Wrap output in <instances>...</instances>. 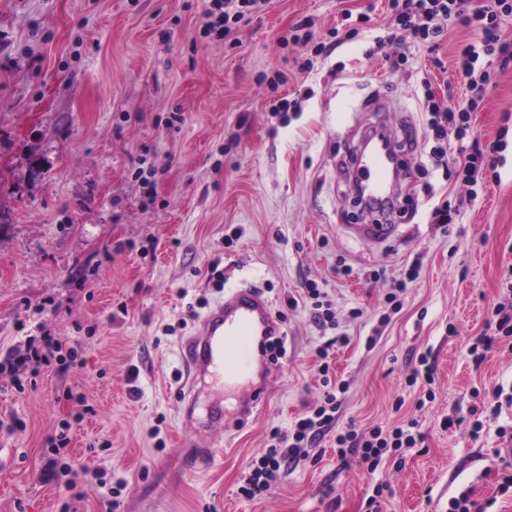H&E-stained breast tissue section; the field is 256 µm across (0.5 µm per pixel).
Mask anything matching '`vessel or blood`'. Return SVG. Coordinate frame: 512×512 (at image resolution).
<instances>
[{
	"label": "vessel or blood",
	"mask_w": 512,
	"mask_h": 512,
	"mask_svg": "<svg viewBox=\"0 0 512 512\" xmlns=\"http://www.w3.org/2000/svg\"><path fill=\"white\" fill-rule=\"evenodd\" d=\"M397 159L385 143L368 145L358 162L356 177L376 204V213L392 209L389 196ZM281 326L267 300L256 289L240 288L225 296L200 323L195 336L181 347L188 404H196L199 388L239 391L238 421L253 419L265 389L253 385L261 344L280 336Z\"/></svg>",
	"instance_id": "vessel-or-blood-1"
}]
</instances>
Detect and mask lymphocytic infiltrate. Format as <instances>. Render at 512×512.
I'll return each instance as SVG.
<instances>
[{
  "instance_id": "1",
  "label": "lymphocytic infiltrate",
  "mask_w": 512,
  "mask_h": 512,
  "mask_svg": "<svg viewBox=\"0 0 512 512\" xmlns=\"http://www.w3.org/2000/svg\"><path fill=\"white\" fill-rule=\"evenodd\" d=\"M271 0H209L203 15L204 36L225 40L234 28L248 16L265 12ZM389 17L385 36L378 44L389 51L392 61L404 58L406 36H413L433 53L432 64L442 67L435 55L451 25L459 23L477 30L476 41L463 45L456 54V68L466 79L469 98L465 105L448 107L426 94L423 106L430 119L428 126L434 144L429 154L437 163L451 161L458 178L469 187L483 185L488 172L494 171L495 154L505 145L507 128H500L494 141L481 143L472 132V114L476 112L491 81L487 67L480 58L498 57L502 64L512 63V43L503 38V23L512 17V0H389ZM512 337V274L506 279L505 293L492 309L485 330L469 348L474 364H481L487 353L503 339ZM75 352H63L62 346L50 332L27 337L23 348L14 349L0 358V375H8L14 386H21L23 375H38L44 368L76 362ZM339 409L335 389L325 390L322 400L312 406L307 414L294 421L291 427L272 429L265 451L254 460L241 487L250 498L263 495L282 470L299 461L308 443L336 424ZM425 435L417 421L411 420L394 426L391 430L376 427L367 432L353 429L336 437V452L341 460L356 458L368 474H375L384 456L396 455L424 443Z\"/></svg>"
}]
</instances>
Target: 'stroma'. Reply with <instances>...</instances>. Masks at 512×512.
<instances>
[{
    "label": "stroma",
    "instance_id": "1",
    "mask_svg": "<svg viewBox=\"0 0 512 512\" xmlns=\"http://www.w3.org/2000/svg\"><path fill=\"white\" fill-rule=\"evenodd\" d=\"M207 0H0V354L50 331L80 367L0 376V512H365L377 483L388 512H449L470 492L488 512H512L500 494L496 430L472 439L478 392L512 384V350L474 365L475 342L512 270V132L473 202L456 177L432 169L425 91L468 98L455 55L474 41L453 26L431 67L407 38L390 69L377 39L388 0H272L242 21L235 42L200 34ZM312 19L327 49L291 42ZM314 67L299 71L298 59ZM283 72L279 87L263 75ZM473 115L493 141L512 115V65L493 67ZM296 108L273 114L277 99ZM414 131L402 160L412 218L392 216L385 240L353 203L346 166L363 133ZM462 201L456 224L430 223L439 200ZM418 274L402 306L380 323L385 296L409 265ZM316 281L336 312L332 379L345 385L334 430L289 467L260 500L239 491L272 426L288 428L323 387L324 341L301 299ZM256 288L279 319V364L260 415L232 430L210 422L212 398L183 416L181 344L239 288ZM434 382L409 385L420 354ZM432 401H425L426 393ZM93 406L63 459L104 483L78 490L46 466L48 439L77 407ZM460 424L443 429L445 418ZM417 420L424 444L402 466L368 474L341 463L336 435ZM216 448L187 473L181 448Z\"/></svg>",
    "mask_w": 512,
    "mask_h": 512
}]
</instances>
